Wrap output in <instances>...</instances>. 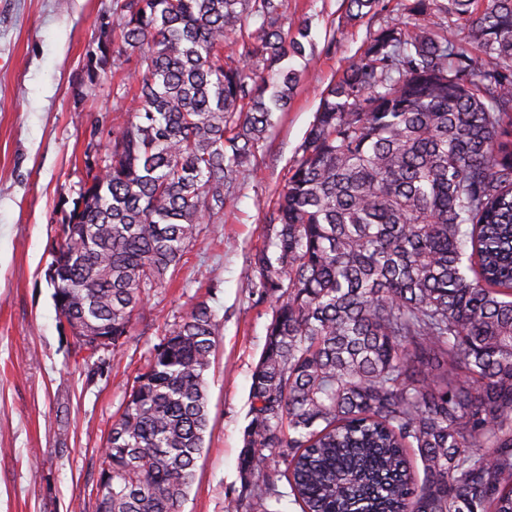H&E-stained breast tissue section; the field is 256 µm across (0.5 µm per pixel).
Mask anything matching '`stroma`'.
I'll list each match as a JSON object with an SVG mask.
<instances>
[{
    "instance_id": "35a3bbf8",
    "label": "stroma",
    "mask_w": 512,
    "mask_h": 512,
    "mask_svg": "<svg viewBox=\"0 0 512 512\" xmlns=\"http://www.w3.org/2000/svg\"><path fill=\"white\" fill-rule=\"evenodd\" d=\"M408 0L355 25L343 0H288L309 19L293 58L299 88L274 113L267 148L242 170L223 215L202 225L173 281L152 292L114 349L83 361L59 325L45 270L62 219L79 197L86 154L104 155L125 120L113 97L130 67L109 56L89 76L88 51L113 29V0H0V512H95L99 457L114 414L166 329L204 300L216 322L205 375L209 426L182 512H235L252 375L272 302L247 283L248 252L268 231L264 205L284 185L322 93Z\"/></svg>"
}]
</instances>
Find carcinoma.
Instances as JSON below:
<instances>
[{"label":"carcinoma","instance_id":"carcinoma-1","mask_svg":"<svg viewBox=\"0 0 512 512\" xmlns=\"http://www.w3.org/2000/svg\"><path fill=\"white\" fill-rule=\"evenodd\" d=\"M347 22L380 0H344ZM288 0H115L127 120L62 219L59 316L91 359L175 274L301 76ZM258 26L249 29L248 20ZM476 45L479 62L455 44ZM249 255L275 302L238 512H512V0H414L322 97ZM216 323L165 330L99 458L96 512H181ZM274 468L264 466L265 454Z\"/></svg>","mask_w":512,"mask_h":512}]
</instances>
